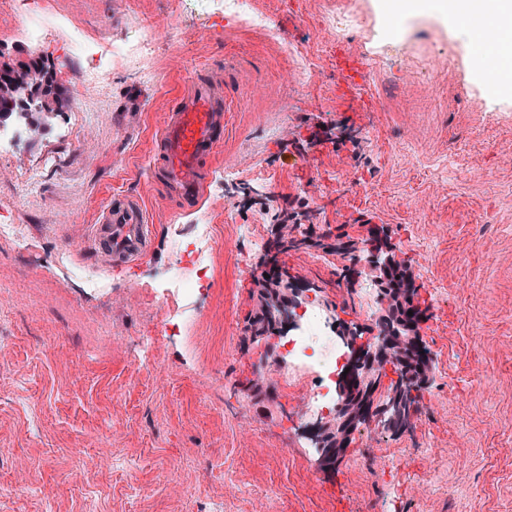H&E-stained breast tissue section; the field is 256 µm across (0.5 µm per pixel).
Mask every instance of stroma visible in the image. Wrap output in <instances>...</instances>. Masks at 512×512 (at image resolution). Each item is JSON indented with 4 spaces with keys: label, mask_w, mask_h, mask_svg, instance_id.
Masks as SVG:
<instances>
[{
    "label": "stroma",
    "mask_w": 512,
    "mask_h": 512,
    "mask_svg": "<svg viewBox=\"0 0 512 512\" xmlns=\"http://www.w3.org/2000/svg\"><path fill=\"white\" fill-rule=\"evenodd\" d=\"M48 3L100 53L137 41L145 22L160 49L106 64L96 87L82 59L42 48L72 109L0 157V210L45 248L36 258L0 240V512H512V93L477 80L483 46L431 12L390 17L381 0H353L340 34L322 22L337 0H253L289 54L226 25L215 0ZM344 58L361 62L358 83ZM211 79L224 141L187 205L154 175L153 141L189 82ZM38 171L35 198L18 197L17 178ZM117 197L144 203L151 250L115 272L90 235ZM282 208L308 212L319 236L384 229L417 285L430 382L411 431L370 439L376 468L354 463L359 430L337 465L320 466L310 427L290 414L307 376L252 394L265 345L244 332L253 284L236 227L269 234ZM174 224L212 225L215 238L209 294L176 348L152 341L162 317L143 291L175 257ZM313 255L280 261L372 337L346 302L345 260L320 268ZM66 265L128 291L83 292Z\"/></svg>",
    "instance_id": "obj_1"
}]
</instances>
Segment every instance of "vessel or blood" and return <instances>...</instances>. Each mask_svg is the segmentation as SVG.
<instances>
[{
    "label": "vessel or blood",
    "mask_w": 512,
    "mask_h": 512,
    "mask_svg": "<svg viewBox=\"0 0 512 512\" xmlns=\"http://www.w3.org/2000/svg\"><path fill=\"white\" fill-rule=\"evenodd\" d=\"M224 106L209 84L195 82L166 113L155 151L171 195L190 202L201 196L210 161L224 138ZM92 244L114 269L144 259L150 251V226L141 203L123 199L104 209L93 228Z\"/></svg>",
    "instance_id": "1"
}]
</instances>
